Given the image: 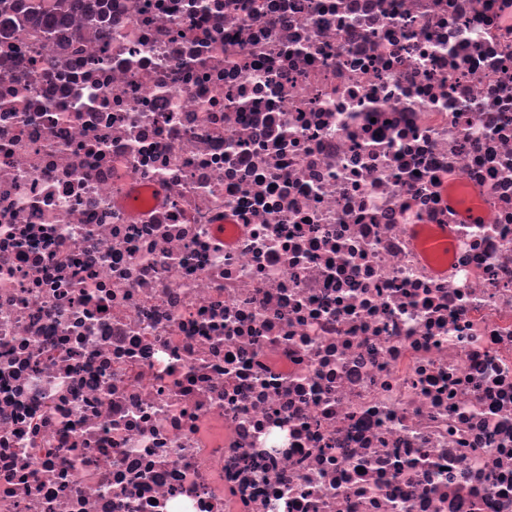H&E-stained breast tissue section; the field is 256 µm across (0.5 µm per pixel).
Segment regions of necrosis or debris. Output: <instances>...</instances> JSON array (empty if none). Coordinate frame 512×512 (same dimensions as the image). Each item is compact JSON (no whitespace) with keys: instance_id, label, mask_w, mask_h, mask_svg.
<instances>
[{"instance_id":"4bbe7bcc","label":"necrosis or debris","mask_w":512,"mask_h":512,"mask_svg":"<svg viewBox=\"0 0 512 512\" xmlns=\"http://www.w3.org/2000/svg\"><path fill=\"white\" fill-rule=\"evenodd\" d=\"M0 30V512H512V0H107ZM102 0H57L56 9L50 14H41L34 5L26 7V12L20 17H14L7 13H0L1 27L16 26V18L22 25H33L45 30L57 31L59 28L74 26L78 17L84 20H92L96 15L102 16L104 5Z\"/></svg>"}]
</instances>
